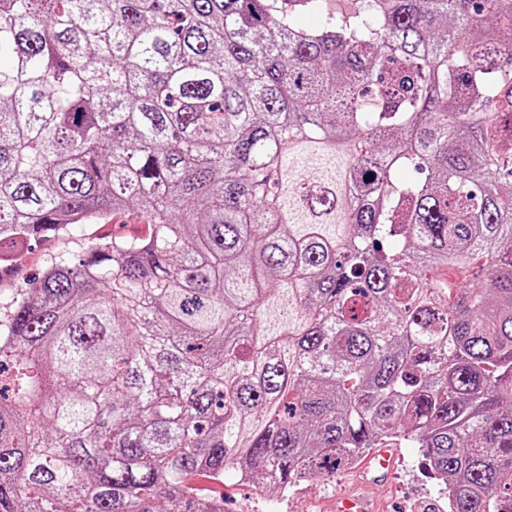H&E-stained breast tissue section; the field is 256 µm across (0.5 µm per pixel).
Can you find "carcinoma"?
<instances>
[{
	"instance_id": "obj_1",
	"label": "carcinoma",
	"mask_w": 512,
	"mask_h": 512,
	"mask_svg": "<svg viewBox=\"0 0 512 512\" xmlns=\"http://www.w3.org/2000/svg\"><path fill=\"white\" fill-rule=\"evenodd\" d=\"M2 46L0 246L148 231L0 303V512L404 442L512 512V0H0ZM112 236V217L96 224H75L64 250L70 254H78L93 242ZM93 241V242H92Z\"/></svg>"
}]
</instances>
